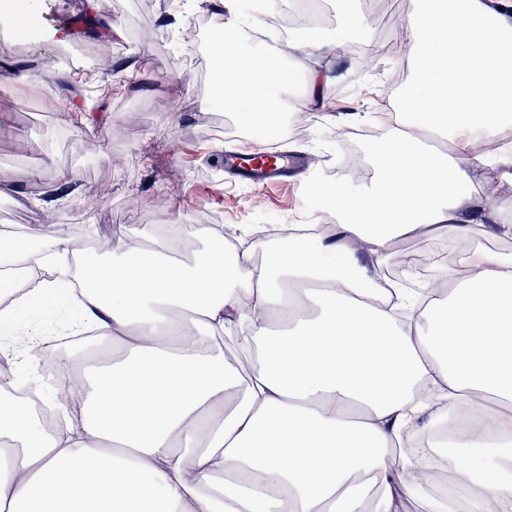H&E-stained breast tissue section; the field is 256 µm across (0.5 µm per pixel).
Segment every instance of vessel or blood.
I'll return each instance as SVG.
<instances>
[{"instance_id": "1", "label": "vessel or blood", "mask_w": 512, "mask_h": 512, "mask_svg": "<svg viewBox=\"0 0 512 512\" xmlns=\"http://www.w3.org/2000/svg\"><path fill=\"white\" fill-rule=\"evenodd\" d=\"M295 163L294 157L275 147L261 153L229 150L224 154L225 173L239 184L257 189L283 187L285 176Z\"/></svg>"}]
</instances>
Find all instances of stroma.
Masks as SVG:
<instances>
[{"instance_id": "1", "label": "stroma", "mask_w": 512, "mask_h": 512, "mask_svg": "<svg viewBox=\"0 0 512 512\" xmlns=\"http://www.w3.org/2000/svg\"><path fill=\"white\" fill-rule=\"evenodd\" d=\"M165 13H146L142 0H29L33 55L15 32L0 28V70L39 71L46 89L0 82V226L31 240L66 235L93 242L111 259L120 225L132 228L164 218L178 224H211L225 241H248L261 224H319L312 198L296 189L272 192L224 182L221 153L233 112L215 109L217 80L195 45H175L182 31L238 19L240 0L217 9L214 0H165ZM108 56L106 79L118 94L94 92L90 82L68 85L60 74H77ZM328 106L306 113L299 131L279 127L281 147L301 148L316 166L335 172L341 142L368 132V115L390 111L411 74L403 52L378 56L364 78H354L352 53L340 49L323 60ZM51 91L53 108L41 107ZM94 113L84 127L67 112ZM101 143L86 153L82 140ZM75 170L74 189L59 196L58 174Z\"/></svg>"}]
</instances>
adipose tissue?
<instances>
[{
    "label": "adipose tissue",
    "mask_w": 512,
    "mask_h": 512,
    "mask_svg": "<svg viewBox=\"0 0 512 512\" xmlns=\"http://www.w3.org/2000/svg\"><path fill=\"white\" fill-rule=\"evenodd\" d=\"M412 76L384 138L368 144L372 179L314 180L328 234L292 226L256 262L226 251L212 225L193 264L168 240L120 227L112 259L89 266L79 322L120 352L75 367L83 403L47 433L28 406L0 395V512H402L414 488L388 456L418 441L468 512H512V254L463 251L440 270V297L390 292L376 262L394 239L446 230L512 237V0H412ZM334 33H295L301 75L244 53L240 23H218L225 108L269 126L292 107L327 102L309 61L369 28L336 0ZM500 169L487 179V167ZM80 245L40 246L52 278H0V323L51 306ZM428 397H419V390ZM495 400L494 416L436 432L458 410Z\"/></svg>",
    "instance_id": "1"
}]
</instances>
